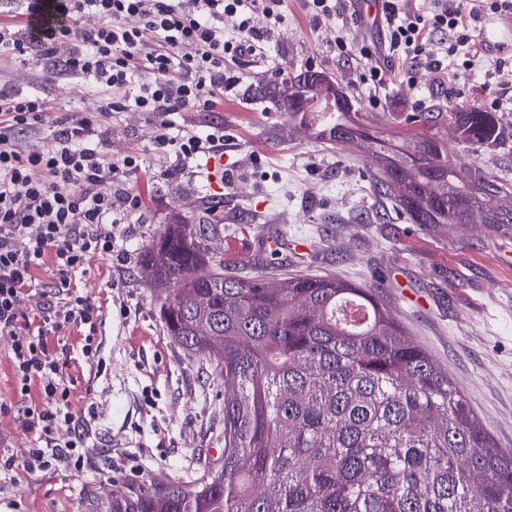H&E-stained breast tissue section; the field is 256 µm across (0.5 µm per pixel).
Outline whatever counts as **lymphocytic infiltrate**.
I'll list each match as a JSON object with an SVG mask.
<instances>
[{
    "label": "lymphocytic infiltrate",
    "instance_id": "1",
    "mask_svg": "<svg viewBox=\"0 0 512 512\" xmlns=\"http://www.w3.org/2000/svg\"><path fill=\"white\" fill-rule=\"evenodd\" d=\"M284 0H52L42 22L0 26V49L46 79L64 75L90 80L100 95L94 112L49 117L45 98L0 83V333L11 336L17 404L0 403L38 447L23 460H0V470L34 473L60 462L82 469L87 441L70 409L71 390L49 347L68 326H91L97 310L69 286L93 256L123 260L112 234L113 215L142 205L125 187L140 169L138 157L107 161L95 142L103 116L135 108L155 114L153 146L190 159L217 153L224 131L205 135L171 132L168 117L194 108L210 110L237 81L230 63L255 53L263 39L256 16L279 19ZM488 11L512 18V0H432L429 11L384 0V45L415 67L447 74L448 62L472 41L470 22ZM237 18L235 36L224 20ZM129 87L131 97H115ZM32 145H23V137ZM50 268L52 287L26 310L35 273ZM40 403L25 404L32 384Z\"/></svg>",
    "mask_w": 512,
    "mask_h": 512
}]
</instances>
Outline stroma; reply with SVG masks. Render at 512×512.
<instances>
[{
	"label": "stroma",
	"mask_w": 512,
	"mask_h": 512,
	"mask_svg": "<svg viewBox=\"0 0 512 512\" xmlns=\"http://www.w3.org/2000/svg\"><path fill=\"white\" fill-rule=\"evenodd\" d=\"M372 0H337L333 17L312 21L304 0H287L263 49L235 66L238 83L209 111L173 114L176 129L203 133L224 128L218 156L191 160L158 154L152 143L155 115L113 113L97 148L108 159L141 156L127 186L143 200L139 213L113 224L123 240V263L93 257L72 283L74 295L100 309L97 362L81 352L83 331L71 326L54 345L68 375L72 408L85 417L89 439L84 466L64 465L29 474L0 473V512H93L92 494L110 491L118 477L146 469L162 478L203 474L219 460L221 407L205 364L184 355L163 331L160 301L140 272V254L163 224L183 220L206 227L209 245L227 272L331 274L377 286L409 336L445 370L481 417L495 444L512 450V235L481 222L432 227L414 223L390 199L373 191L371 162L356 148L309 136L255 97V88L278 84L312 67L354 98L375 118L442 112L448 90H463L462 105L494 111L500 138L489 145L461 140L453 128L442 135L453 161L512 181V99L491 107L488 86L501 59L512 57L497 15L473 21L480 55L451 87L438 86L421 68L412 81L363 83L365 65L384 69L397 56L380 52L365 60L362 47L382 41L368 12ZM346 34L347 53L336 48ZM39 92L54 112L91 111L98 101L88 81L64 76L45 81L36 68L0 53V83ZM224 185L217 214L207 204ZM304 238L309 248L291 243Z\"/></svg>",
	"instance_id": "1"
}]
</instances>
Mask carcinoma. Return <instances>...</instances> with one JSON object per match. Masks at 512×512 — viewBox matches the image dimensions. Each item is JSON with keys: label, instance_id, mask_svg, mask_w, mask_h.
Wrapping results in <instances>:
<instances>
[{"label": "carcinoma", "instance_id": "cac0c4a2", "mask_svg": "<svg viewBox=\"0 0 512 512\" xmlns=\"http://www.w3.org/2000/svg\"><path fill=\"white\" fill-rule=\"evenodd\" d=\"M288 117L316 138L374 159V189L416 224L481 222L512 233V183L453 163L440 128L489 144L491 112L450 106L387 124L349 106L326 75ZM141 273L164 332L222 381L224 448L208 476L120 479L110 512H512V451L488 431L448 373L407 335L374 287L332 276L224 274L194 225H164ZM352 298L369 325L336 319Z\"/></svg>", "mask_w": 512, "mask_h": 512}]
</instances>
